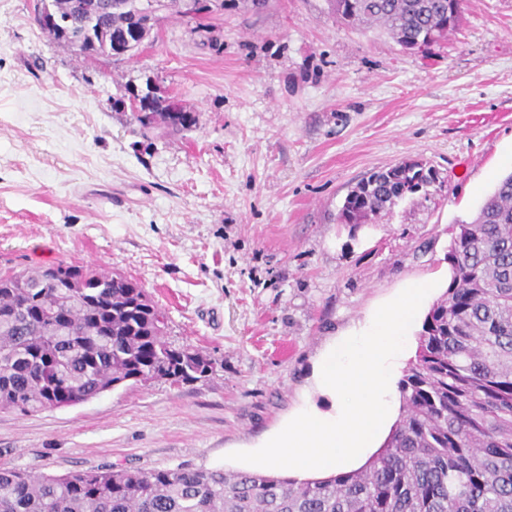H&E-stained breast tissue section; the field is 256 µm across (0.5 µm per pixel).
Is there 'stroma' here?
<instances>
[{
  "label": "stroma",
  "instance_id": "1",
  "mask_svg": "<svg viewBox=\"0 0 512 512\" xmlns=\"http://www.w3.org/2000/svg\"><path fill=\"white\" fill-rule=\"evenodd\" d=\"M35 0H0V271L61 261L139 282L202 381L128 382L36 413L0 410V465L243 471L311 394L318 355L445 259L512 172V0H466L448 41L406 51L337 23L327 0H207L160 10L132 58L50 41ZM196 112L142 138L127 88ZM419 160L447 179L351 232L337 215L372 172Z\"/></svg>",
  "mask_w": 512,
  "mask_h": 512
}]
</instances>
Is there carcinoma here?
Here are the masks:
<instances>
[{"label": "carcinoma", "instance_id": "obj_1", "mask_svg": "<svg viewBox=\"0 0 512 512\" xmlns=\"http://www.w3.org/2000/svg\"><path fill=\"white\" fill-rule=\"evenodd\" d=\"M78 49L84 26L54 0ZM139 0H113L98 50L124 40ZM464 0H329L342 24L375 26L404 49L448 40ZM153 94L134 113L142 135L198 124ZM443 184L419 161L359 181L338 219L357 230L396 201ZM448 289L427 311L399 382L400 418L357 470L298 481L258 471L105 467L63 476L0 467V512H512V174L497 183L446 255ZM167 315L137 281L64 263L0 275V410L34 413L86 402L126 381H199L213 362L165 339Z\"/></svg>", "mask_w": 512, "mask_h": 512}]
</instances>
